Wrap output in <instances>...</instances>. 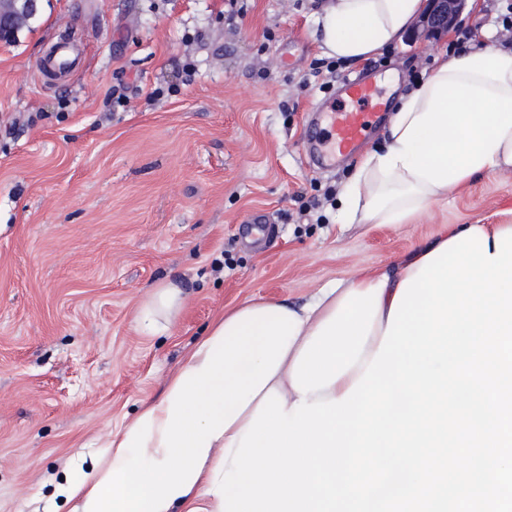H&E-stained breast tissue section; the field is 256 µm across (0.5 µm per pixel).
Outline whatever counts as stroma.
Instances as JSON below:
<instances>
[{"label": "stroma", "instance_id": "obj_1", "mask_svg": "<svg viewBox=\"0 0 512 512\" xmlns=\"http://www.w3.org/2000/svg\"><path fill=\"white\" fill-rule=\"evenodd\" d=\"M326 0H41L0 43V512H33L46 480L158 397L194 341L252 297L302 302L384 267L445 224H512V172L484 174L409 223L340 224L359 162L314 169L311 105L372 68L390 103L448 51L401 42L329 56ZM81 60L44 80L49 41ZM270 230L257 235L255 217ZM167 281L185 307L147 334Z\"/></svg>", "mask_w": 512, "mask_h": 512}]
</instances>
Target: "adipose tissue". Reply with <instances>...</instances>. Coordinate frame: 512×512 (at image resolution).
<instances>
[{
    "instance_id": "obj_1",
    "label": "adipose tissue",
    "mask_w": 512,
    "mask_h": 512,
    "mask_svg": "<svg viewBox=\"0 0 512 512\" xmlns=\"http://www.w3.org/2000/svg\"><path fill=\"white\" fill-rule=\"evenodd\" d=\"M424 0H329L319 18L336 58L360 61L399 42ZM512 170V48L490 43L438 63L393 112L385 144L341 192V224H404L474 177ZM444 229L391 269L357 272L301 304L248 300L226 311L169 376L163 395L53 488L70 512H220L212 484L269 390L287 404L343 397L372 361L402 282L466 232ZM182 289L160 284L139 321L178 315Z\"/></svg>"
}]
</instances>
